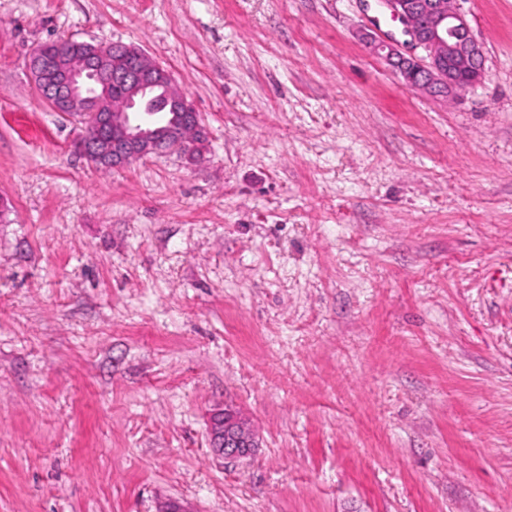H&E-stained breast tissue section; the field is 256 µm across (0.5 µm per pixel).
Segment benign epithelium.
<instances>
[{"label":"benign epithelium","mask_w":512,"mask_h":512,"mask_svg":"<svg viewBox=\"0 0 512 512\" xmlns=\"http://www.w3.org/2000/svg\"><path fill=\"white\" fill-rule=\"evenodd\" d=\"M380 2L402 23L411 48L426 52L424 59L405 56L391 44L366 38L367 46L384 55L406 87L446 99L482 81L483 49L458 10V0ZM26 65L41 101L82 124L73 150L95 168L124 167L170 151L192 160L206 148L201 116L192 101L169 70L137 47L49 41L32 50ZM117 82L124 85L125 97L115 102L111 88ZM155 89L162 91L175 116L163 131L131 113ZM210 437L212 447L228 460L251 456L258 447L253 432L230 409L213 414Z\"/></svg>","instance_id":"1"}]
</instances>
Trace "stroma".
Masks as SVG:
<instances>
[{"mask_svg":"<svg viewBox=\"0 0 512 512\" xmlns=\"http://www.w3.org/2000/svg\"><path fill=\"white\" fill-rule=\"evenodd\" d=\"M459 7L444 103L377 0H0V512H512V0ZM59 38L167 68L203 157L90 167ZM210 437L212 448L228 460L251 456L258 448L255 435L235 410L225 408L213 414Z\"/></svg>","mask_w":512,"mask_h":512,"instance_id":"stroma-1","label":"stroma"}]
</instances>
